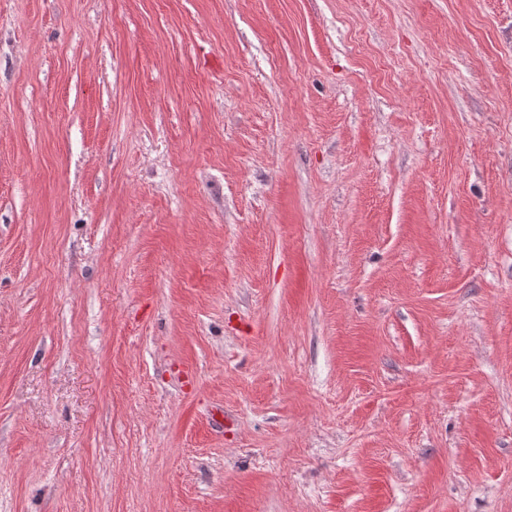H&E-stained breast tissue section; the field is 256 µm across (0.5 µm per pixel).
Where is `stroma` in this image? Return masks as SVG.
Wrapping results in <instances>:
<instances>
[{
    "mask_svg": "<svg viewBox=\"0 0 512 512\" xmlns=\"http://www.w3.org/2000/svg\"><path fill=\"white\" fill-rule=\"evenodd\" d=\"M0 512H512V0H0Z\"/></svg>",
    "mask_w": 512,
    "mask_h": 512,
    "instance_id": "1",
    "label": "stroma"
}]
</instances>
